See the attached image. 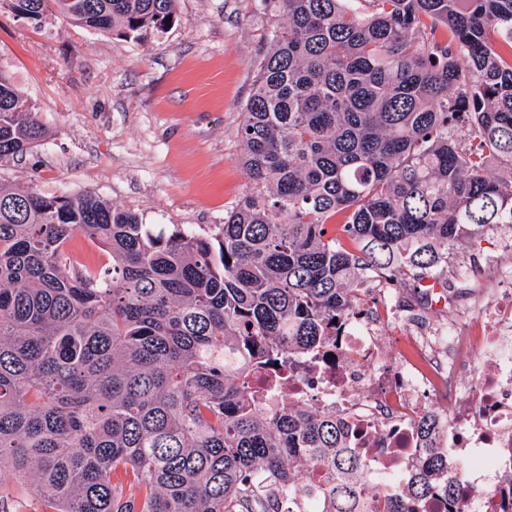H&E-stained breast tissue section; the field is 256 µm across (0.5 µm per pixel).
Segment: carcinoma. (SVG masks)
<instances>
[{
	"instance_id": "1",
	"label": "carcinoma",
	"mask_w": 512,
	"mask_h": 512,
	"mask_svg": "<svg viewBox=\"0 0 512 512\" xmlns=\"http://www.w3.org/2000/svg\"><path fill=\"white\" fill-rule=\"evenodd\" d=\"M27 2L143 39L177 0ZM276 2L240 127L250 182L218 236L156 234L90 192L0 187V469L55 512H311L321 497L360 512L336 422L259 411L246 377L332 340L368 274L430 270L512 224V0ZM44 136L1 69L0 161ZM76 230L107 269L69 256ZM309 461L324 482L298 483ZM440 466L428 454L408 495ZM272 483L288 499L265 508Z\"/></svg>"
}]
</instances>
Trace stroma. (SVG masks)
Listing matches in <instances>:
<instances>
[{
	"label": "stroma",
	"instance_id": "stroma-1",
	"mask_svg": "<svg viewBox=\"0 0 512 512\" xmlns=\"http://www.w3.org/2000/svg\"><path fill=\"white\" fill-rule=\"evenodd\" d=\"M281 11L264 0H178L174 23L144 41L118 40L58 14L17 16L0 0V67L38 109L45 138L0 162V185L46 195L86 191L137 213L143 223L217 233L249 183L239 128L267 35ZM497 239H465L450 251L466 269L449 276L397 267L385 281L422 310L421 279L447 280L458 295ZM0 512H48L11 472L0 475Z\"/></svg>",
	"mask_w": 512,
	"mask_h": 512
}]
</instances>
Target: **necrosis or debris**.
I'll use <instances>...</instances> for the list:
<instances>
[{
	"label": "necrosis or debris",
	"instance_id": "1",
	"mask_svg": "<svg viewBox=\"0 0 512 512\" xmlns=\"http://www.w3.org/2000/svg\"><path fill=\"white\" fill-rule=\"evenodd\" d=\"M491 235L509 244L482 270L465 301L448 296L444 321L422 320L408 351L383 357V333L397 321L384 291L362 295L330 351L279 360L250 377L255 405L291 401L336 420L361 461L367 512H385L439 449L443 465L411 512H512L501 488L512 482V226ZM463 489L464 503L448 500Z\"/></svg>",
	"mask_w": 512,
	"mask_h": 512
}]
</instances>
